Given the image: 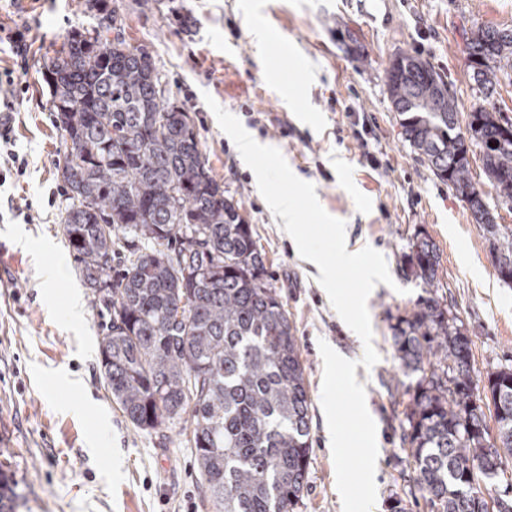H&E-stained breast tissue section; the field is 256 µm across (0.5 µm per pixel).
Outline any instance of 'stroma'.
I'll list each match as a JSON object with an SVG mask.
<instances>
[{"mask_svg": "<svg viewBox=\"0 0 512 512\" xmlns=\"http://www.w3.org/2000/svg\"><path fill=\"white\" fill-rule=\"evenodd\" d=\"M84 3L0 0V26L27 29L31 44L20 57L0 43V70L21 69L28 87L14 113L15 149L29 160L24 177L0 185V469L19 496L17 512H211L186 437L175 427L136 428L105 390L98 341L110 313L80 278L60 232L61 138L41 67L67 32L93 25ZM117 5L125 38L151 55L171 100L193 118L213 174L251 224L297 337L312 450L295 512H342L321 406L322 340L356 361L376 423L372 512H431L403 439L415 379L404 374L391 339L422 293L404 272L405 257L419 234L436 244L438 294L469 331L479 379L512 367V287L499 280L490 236L467 204L402 141L386 70L395 53L420 55L469 111L482 96L464 32L483 23L512 28V0ZM209 96L315 186L322 207L345 221L351 247L384 255L393 283L377 284L367 301L379 355L372 368L361 366V339L276 224ZM74 292L77 317L69 310Z\"/></svg>", "mask_w": 512, "mask_h": 512, "instance_id": "1", "label": "stroma"}]
</instances>
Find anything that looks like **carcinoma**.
<instances>
[{
  "instance_id": "cac0c4a2",
  "label": "carcinoma",
  "mask_w": 512,
  "mask_h": 512,
  "mask_svg": "<svg viewBox=\"0 0 512 512\" xmlns=\"http://www.w3.org/2000/svg\"><path fill=\"white\" fill-rule=\"evenodd\" d=\"M86 8L95 25L69 32L42 72L63 146L61 232L111 313L99 340L104 383L139 429L191 422L182 431L213 512H294L311 453L310 399L288 312L193 119L171 101L149 53L126 41L114 0ZM464 53L482 93L466 124L443 76L417 55L394 56L387 92L402 138L484 226L498 277L511 286L512 231L495 224L469 153L480 149L496 196L512 202V122L489 101L512 68V29L476 26ZM193 229L202 233L196 246ZM439 266L434 242L418 238L409 271L425 295L392 336L405 372L419 374L405 428L416 483L433 512H482L489 501L512 512L511 482L479 485L512 456V367L487 372L482 385L474 379L468 330L437 295ZM16 507L0 473V512Z\"/></svg>"
}]
</instances>
